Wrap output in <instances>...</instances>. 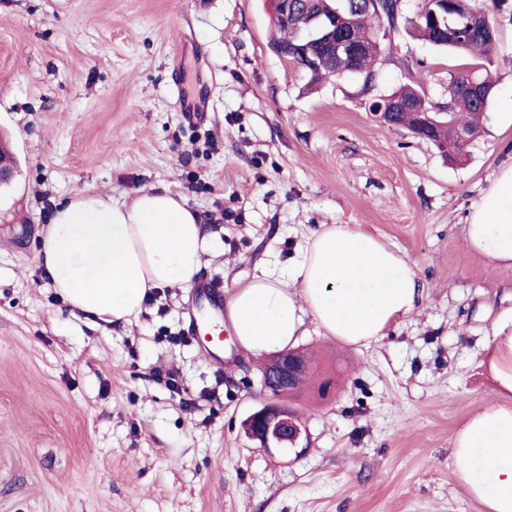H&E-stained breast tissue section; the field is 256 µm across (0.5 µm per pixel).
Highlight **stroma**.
<instances>
[{
  "mask_svg": "<svg viewBox=\"0 0 512 512\" xmlns=\"http://www.w3.org/2000/svg\"><path fill=\"white\" fill-rule=\"evenodd\" d=\"M402 0L374 93L445 101L455 56L408 33ZM270 0H0V512H487L451 440L499 399L480 350L512 265L466 242L474 205L512 156V0L491 8L496 96L453 164L381 125L346 74L310 85L270 47ZM205 112L188 121L183 107ZM183 194L225 288L285 267L321 224H352L417 263L414 313L349 345L307 324L339 382L297 401L304 452L269 457L243 422L264 396L258 359L223 366L184 340L191 290L138 323L93 324L51 288L37 243L56 205L93 190ZM181 386L173 392L168 373Z\"/></svg>",
  "mask_w": 512,
  "mask_h": 512,
  "instance_id": "35a3bbf8",
  "label": "stroma"
}]
</instances>
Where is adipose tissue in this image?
Wrapping results in <instances>:
<instances>
[{"instance_id": "1", "label": "adipose tissue", "mask_w": 512, "mask_h": 512, "mask_svg": "<svg viewBox=\"0 0 512 512\" xmlns=\"http://www.w3.org/2000/svg\"><path fill=\"white\" fill-rule=\"evenodd\" d=\"M470 247L512 263V160L504 163L467 226ZM215 245L199 216L168 188L140 189L124 201L90 190L57 209L38 258L72 310L129 324L152 292L192 286ZM416 263L350 224H324L298 245L287 271L257 267L228 290L226 319L252 357L287 348L313 321L348 344L384 336L411 315L422 294ZM501 400L456 432L450 456L488 512H512V373L499 376Z\"/></svg>"}]
</instances>
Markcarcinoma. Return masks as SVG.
<instances>
[{
  "label": "carcinoma",
  "mask_w": 512,
  "mask_h": 512,
  "mask_svg": "<svg viewBox=\"0 0 512 512\" xmlns=\"http://www.w3.org/2000/svg\"><path fill=\"white\" fill-rule=\"evenodd\" d=\"M331 3V0H300V8L292 23L288 26L274 24L279 37L273 44L291 45L303 31L310 17L321 11V5ZM439 17H447L437 26L431 22H425L415 27V34L434 46L445 50L462 53L469 56V60L460 63L455 71L450 74L448 80L447 102L442 104H430L418 94L416 90L404 85L388 94L392 99H398L409 103V108L402 111L394 121V127H402L415 134L418 131L417 113L423 111L444 112L447 114L448 125L462 129L470 135H477L483 128L486 114L493 102L495 93L474 91L478 84L495 86L491 75V55L496 40L490 38L487 33L476 27L473 23L468 7L475 5V0H438L436 2ZM401 0H387L383 4L382 14L373 11L367 12L361 8L351 9L346 13V19L342 23L346 27L354 29L363 41V51L355 56H347L337 62L335 68L325 70L323 73L310 74L311 81L318 82L347 73H359L364 75L376 70L377 57L380 51V43L374 27L370 21H385L392 28L398 24L401 16ZM437 149L445 153L448 158L461 161L464 144L454 137L443 133L442 144ZM296 352L302 361L303 367L288 377V382L277 386L276 394L281 400L295 399L301 396V387L311 377H317L320 382L317 393L320 398L330 396L334 380L322 377L319 362L315 360L307 350L298 348Z\"/></svg>",
  "instance_id": "obj_1"
}]
</instances>
